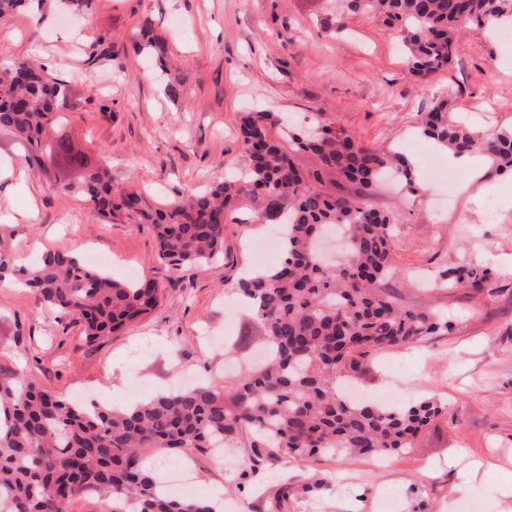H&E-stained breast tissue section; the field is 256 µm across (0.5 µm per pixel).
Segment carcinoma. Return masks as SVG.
<instances>
[{
  "mask_svg": "<svg viewBox=\"0 0 512 512\" xmlns=\"http://www.w3.org/2000/svg\"><path fill=\"white\" fill-rule=\"evenodd\" d=\"M333 2L319 31L335 33L356 15H372L403 32L410 69L421 77L453 61L461 24L512 22V0ZM133 50L164 51L151 22L141 26ZM67 103L66 83L29 58L0 70V128L25 145L29 163L40 167L67 150L85 169L79 182L60 183V194L81 195L100 218L124 213L151 225L160 260L174 268L210 260L224 244L225 225L239 223L237 205L254 203L257 220L283 226L282 259L236 283L255 306L266 356L234 383L213 379L108 408L78 405L31 382L1 380L0 512H71L84 493L95 495L104 512H223L209 499L168 493L152 457L233 447L245 437L258 461L276 450L304 466L346 451L388 457L404 453L423 427L447 413L433 397L381 406L338 389L365 373L370 353L448 332L443 316L397 302L388 283L400 276L394 252L401 219L364 202L390 169L412 185L403 153L366 145L332 122L322 123L315 136L285 125L277 112H242L244 174L181 203L154 207L134 187L114 182L108 162L89 166L70 143L60 140L53 153L42 151L48 126ZM419 129L457 154L487 157L498 173L512 172V132L481 136L452 119L445 100L421 113ZM300 153L312 157L311 166H299ZM336 178L356 184L357 194L325 192L326 182ZM325 230L339 232L347 243L334 265L318 254L317 238ZM20 271L14 255L0 252V283ZM442 276L454 288H480L490 278L488 269L471 264L449 267ZM23 284L47 306L80 320L88 343L149 313L159 299L151 281L118 279L71 252L51 249L26 270Z\"/></svg>",
  "mask_w": 512,
  "mask_h": 512,
  "instance_id": "cac0c4a2",
  "label": "carcinoma"
}]
</instances>
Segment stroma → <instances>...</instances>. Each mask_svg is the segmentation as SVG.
<instances>
[{"label":"stroma","mask_w":512,"mask_h":512,"mask_svg":"<svg viewBox=\"0 0 512 512\" xmlns=\"http://www.w3.org/2000/svg\"><path fill=\"white\" fill-rule=\"evenodd\" d=\"M330 0H93L82 14L56 0H30L0 18V68L31 57L66 81L64 121L43 142H70L90 158L106 155L115 182L167 205L240 171L239 116L285 113L294 126L327 120L368 145L398 149L414 161L412 188L380 184L367 203L399 215L394 284L399 302L444 311L448 332L373 355L359 388L394 391L400 405L433 397L448 413L422 430L406 453L382 464L368 455L326 456L310 466L281 453L251 467L249 446L232 454L191 451L154 461L157 473L189 466L187 497H222L224 512H268L276 491L288 512H503L512 488V176L479 162L486 189L449 194L428 181L419 114L447 99L453 117L476 131L512 130V42L473 24L459 30L447 69L419 80L397 31L358 15L345 30L321 36ZM166 43L165 62L134 54L130 37L144 21ZM105 53L89 60L101 34ZM181 82L169 97L170 78ZM109 116H101L100 105ZM26 148L0 129V251L34 258L45 249L107 259L114 274L157 283L162 298L144 318L93 344L80 322L31 293L0 285V380L17 376L70 399L120 406L172 382L233 380L262 337L237 301L234 283L253 268L250 244L261 223L229 224L210 262L166 266L149 225L132 216L104 220L82 196L60 195L76 170L55 161L29 166ZM496 219L484 215L487 200ZM478 264L490 280L478 291L443 284L441 270Z\"/></svg>","instance_id":"1"}]
</instances>
